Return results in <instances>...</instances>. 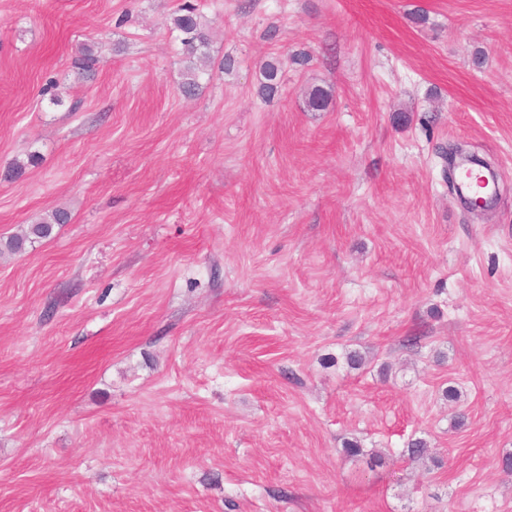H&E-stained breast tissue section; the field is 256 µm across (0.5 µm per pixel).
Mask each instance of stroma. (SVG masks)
Here are the masks:
<instances>
[{
	"instance_id": "obj_1",
	"label": "stroma",
	"mask_w": 512,
	"mask_h": 512,
	"mask_svg": "<svg viewBox=\"0 0 512 512\" xmlns=\"http://www.w3.org/2000/svg\"><path fill=\"white\" fill-rule=\"evenodd\" d=\"M180 2L0 0V512H512V0ZM172 23L181 34V52L187 62L181 92L185 97H194L201 89L199 80L210 68L209 34L195 4L190 2L177 7ZM281 70L278 62L267 61L261 67L262 81L259 93L264 97H271L277 91L281 79ZM68 220L66 212L61 210L53 211L40 218L36 224H29L20 234L13 235L4 243L1 242V253H20L25 249L27 243L31 244L37 239L48 238L52 234L54 224H64Z\"/></svg>"
}]
</instances>
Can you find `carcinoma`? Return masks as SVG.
<instances>
[{
  "mask_svg": "<svg viewBox=\"0 0 512 512\" xmlns=\"http://www.w3.org/2000/svg\"><path fill=\"white\" fill-rule=\"evenodd\" d=\"M173 27L181 34V52L187 62L181 92L190 98L196 96L200 89V79L210 68L211 57L207 52L209 34L201 21L197 8L190 2L179 5L172 18ZM262 81L259 93L270 97L277 91L281 79L278 62L268 61L261 67ZM68 220L66 212L56 210L40 218L35 224L28 225L21 233L13 235L0 244V250L10 254L20 253L26 244L38 239L48 238L54 225L63 224Z\"/></svg>",
  "mask_w": 512,
  "mask_h": 512,
  "instance_id": "carcinoma-1",
  "label": "carcinoma"
}]
</instances>
